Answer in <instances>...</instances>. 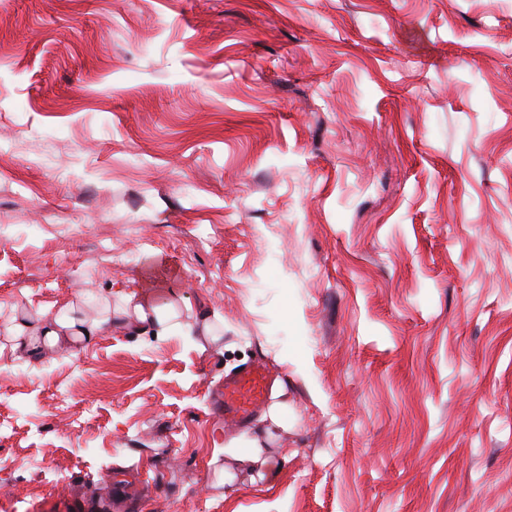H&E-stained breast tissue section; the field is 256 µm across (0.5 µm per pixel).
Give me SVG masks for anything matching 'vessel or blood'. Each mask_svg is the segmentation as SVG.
Masks as SVG:
<instances>
[{
	"label": "vessel or blood",
	"instance_id": "obj_1",
	"mask_svg": "<svg viewBox=\"0 0 512 512\" xmlns=\"http://www.w3.org/2000/svg\"><path fill=\"white\" fill-rule=\"evenodd\" d=\"M274 376L265 363L247 365L226 377L217 399V410L225 422L234 425L248 423L266 403Z\"/></svg>",
	"mask_w": 512,
	"mask_h": 512
}]
</instances>
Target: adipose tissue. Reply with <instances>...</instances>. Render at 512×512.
<instances>
[{
  "mask_svg": "<svg viewBox=\"0 0 512 512\" xmlns=\"http://www.w3.org/2000/svg\"><path fill=\"white\" fill-rule=\"evenodd\" d=\"M127 305L132 306L136 318L79 319L67 314L41 317L28 336L23 337L21 350L34 359L41 358L45 348H54L76 343H90L111 333L113 327H121L137 333L154 332L161 335L169 332L176 323V314L169 305H161L146 298L128 296Z\"/></svg>",
  "mask_w": 512,
  "mask_h": 512,
  "instance_id": "ef3b65f1",
  "label": "adipose tissue"
}]
</instances>
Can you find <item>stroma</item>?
<instances>
[{
    "instance_id": "1",
    "label": "stroma",
    "mask_w": 512,
    "mask_h": 512,
    "mask_svg": "<svg viewBox=\"0 0 512 512\" xmlns=\"http://www.w3.org/2000/svg\"><path fill=\"white\" fill-rule=\"evenodd\" d=\"M141 291L194 334L13 349ZM51 500L512 512V0H0V512ZM274 376L263 362L247 365L224 379L217 410L225 423L244 425L266 403Z\"/></svg>"
}]
</instances>
